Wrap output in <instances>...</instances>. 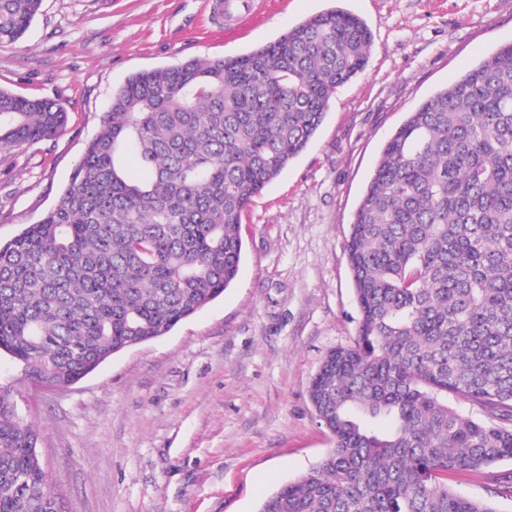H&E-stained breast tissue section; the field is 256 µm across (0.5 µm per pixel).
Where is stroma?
<instances>
[{
    "label": "stroma",
    "mask_w": 512,
    "mask_h": 512,
    "mask_svg": "<svg viewBox=\"0 0 512 512\" xmlns=\"http://www.w3.org/2000/svg\"><path fill=\"white\" fill-rule=\"evenodd\" d=\"M361 17L366 69L338 89L307 149L257 195L224 295L65 389L0 353V387L39 433L61 512H258L332 448L308 388L358 310L345 251L386 141L422 101L512 42V0H252L232 31L210 0H43L0 45V87L62 104L60 135L0 153V243L56 206L112 92L133 73L247 53L333 7ZM512 512V460L444 478Z\"/></svg>",
    "instance_id": "35a3bbf8"
}]
</instances>
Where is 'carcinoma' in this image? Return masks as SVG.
Listing matches in <instances>:
<instances>
[{"label":"carcinoma","mask_w":512,"mask_h":512,"mask_svg":"<svg viewBox=\"0 0 512 512\" xmlns=\"http://www.w3.org/2000/svg\"><path fill=\"white\" fill-rule=\"evenodd\" d=\"M41 2L0 0V44L24 37ZM371 40L333 7L246 54L129 76L59 203L0 245V351L27 379L67 387L223 295L243 214L365 69ZM67 119L1 88L0 152ZM128 154L149 180L127 177ZM346 252L357 335L309 387L334 446L259 512H497L440 478L512 460V43L407 113ZM38 439L0 389V512H57Z\"/></svg>","instance_id":"cac0c4a2"}]
</instances>
